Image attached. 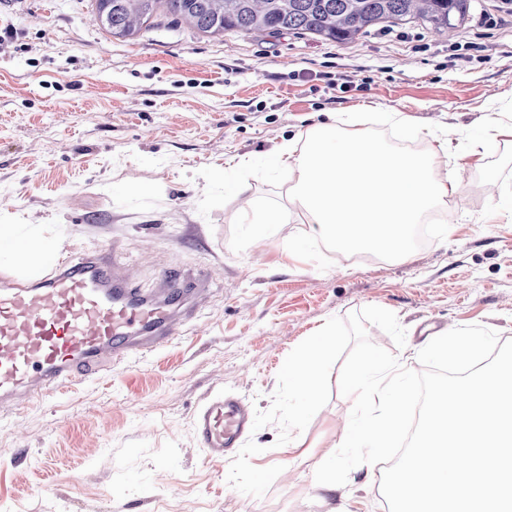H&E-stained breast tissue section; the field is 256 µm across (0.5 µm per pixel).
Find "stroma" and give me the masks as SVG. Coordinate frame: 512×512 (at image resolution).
Instances as JSON below:
<instances>
[{"instance_id": "35a3bbf8", "label": "stroma", "mask_w": 512, "mask_h": 512, "mask_svg": "<svg viewBox=\"0 0 512 512\" xmlns=\"http://www.w3.org/2000/svg\"><path fill=\"white\" fill-rule=\"evenodd\" d=\"M462 24L419 22L337 44L206 36L158 18L133 38L95 23V0H0V222L40 229L62 256L103 253L142 295L168 269L205 278L182 331L155 352L26 402L0 403V512H388L381 466L342 492L316 486L350 400L331 386L288 455L285 365L319 326L368 306L396 314L413 356L431 336L482 325L512 339V139L479 145L488 112L512 114V12L472 0ZM401 112L450 133L439 168L467 193L449 199L404 261L343 253L313 237L274 176L235 172L339 112ZM283 222L266 241L249 223ZM241 399L252 429L224 457L193 433L211 397Z\"/></svg>"}]
</instances>
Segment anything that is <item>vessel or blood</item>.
<instances>
[{"mask_svg": "<svg viewBox=\"0 0 512 512\" xmlns=\"http://www.w3.org/2000/svg\"><path fill=\"white\" fill-rule=\"evenodd\" d=\"M114 270L93 254L57 265L30 283L0 280V398L46 395L90 371L142 355L178 335L176 308L112 299ZM245 404L221 396L194 417V432L213 456L224 455L248 432Z\"/></svg>", "mask_w": 512, "mask_h": 512, "instance_id": "b4317fda", "label": "vessel or blood"}]
</instances>
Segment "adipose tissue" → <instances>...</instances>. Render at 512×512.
I'll use <instances>...</instances> for the list:
<instances>
[{
  "mask_svg": "<svg viewBox=\"0 0 512 512\" xmlns=\"http://www.w3.org/2000/svg\"><path fill=\"white\" fill-rule=\"evenodd\" d=\"M381 122L397 126L410 138H435V151L418 154L392 149L372 132L364 115L339 113L333 121L316 125L285 140L267 155L264 164L244 156L237 169L257 167L277 174L292 199L315 224L316 233L345 253L380 250L398 260L408 259L411 230L425 215L448 205L467 186L455 176L439 177L438 154L447 153L451 139L435 136L431 127L415 124L397 112H382ZM7 254L35 275L54 260L56 248L46 247L35 232L18 225H0V255ZM336 350V330L325 325L310 336L287 368L294 402L288 412L294 433L288 453L305 454L303 430L310 410L321 398L325 367Z\"/></svg>",
  "mask_w": 512,
  "mask_h": 512,
  "instance_id": "1",
  "label": "adipose tissue"
}]
</instances>
